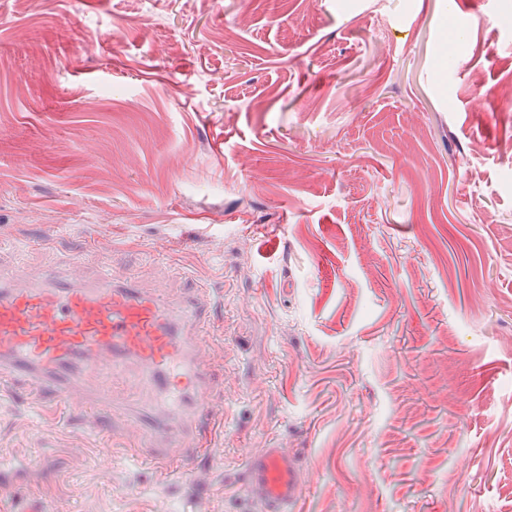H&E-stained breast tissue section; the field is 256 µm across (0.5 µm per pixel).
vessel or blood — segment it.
I'll use <instances>...</instances> for the list:
<instances>
[{"label":"vessel or blood","instance_id":"b4317fda","mask_svg":"<svg viewBox=\"0 0 512 512\" xmlns=\"http://www.w3.org/2000/svg\"><path fill=\"white\" fill-rule=\"evenodd\" d=\"M210 310L198 301L174 307L159 293L130 283L83 278V262L28 286L0 281V377L23 373L57 389L72 408L106 404V387L88 389L83 369L120 373L135 363L139 377L155 382L157 445L195 458L206 447L203 424L219 401L207 342L202 334ZM243 484L257 512H293L311 469L282 448H251Z\"/></svg>","mask_w":512,"mask_h":512}]
</instances>
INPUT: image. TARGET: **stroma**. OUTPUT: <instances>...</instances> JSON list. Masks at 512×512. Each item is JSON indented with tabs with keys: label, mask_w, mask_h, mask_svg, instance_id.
Wrapping results in <instances>:
<instances>
[{
	"label": "stroma",
	"mask_w": 512,
	"mask_h": 512,
	"mask_svg": "<svg viewBox=\"0 0 512 512\" xmlns=\"http://www.w3.org/2000/svg\"><path fill=\"white\" fill-rule=\"evenodd\" d=\"M78 255L203 290L224 407L161 467L133 368L11 378L0 512H239L262 447L295 512H512V0H0V273ZM244 493L259 512H292L307 483L311 469L295 462L284 448H249Z\"/></svg>",
	"instance_id": "1"
}]
</instances>
